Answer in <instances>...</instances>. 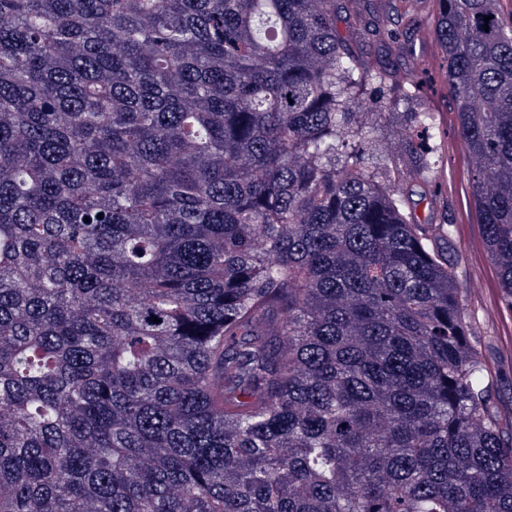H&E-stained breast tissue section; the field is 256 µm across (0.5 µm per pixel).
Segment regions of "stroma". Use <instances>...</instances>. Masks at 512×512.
Segmentation results:
<instances>
[{"instance_id":"35a3bbf8","label":"stroma","mask_w":512,"mask_h":512,"mask_svg":"<svg viewBox=\"0 0 512 512\" xmlns=\"http://www.w3.org/2000/svg\"><path fill=\"white\" fill-rule=\"evenodd\" d=\"M339 25L349 34L348 20L377 11L389 26L416 20L407 33L408 49L390 52L374 38L362 51L368 69L388 68L394 82L413 92L408 104L369 109L359 114L365 126L378 127L379 137L368 146L364 163L380 168L394 162L400 177L396 184L412 213L423 224H447L452 229L445 251L459 262V277L471 323V339L492 376V398L501 411L512 410V307L503 298L498 270L491 261L482 227L475 216L471 185L474 161L458 135L456 102L448 86V63L434 32V17L426 0H341ZM426 109L437 118L436 175L423 184L414 158L402 141L409 132V114Z\"/></svg>"}]
</instances>
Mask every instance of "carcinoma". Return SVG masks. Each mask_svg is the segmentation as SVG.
Segmentation results:
<instances>
[{
  "mask_svg": "<svg viewBox=\"0 0 512 512\" xmlns=\"http://www.w3.org/2000/svg\"><path fill=\"white\" fill-rule=\"evenodd\" d=\"M434 4L512 308V21ZM339 19L0 0V512H512L450 230L363 165L391 72Z\"/></svg>",
  "mask_w": 512,
  "mask_h": 512,
  "instance_id": "carcinoma-1",
  "label": "carcinoma"
}]
</instances>
